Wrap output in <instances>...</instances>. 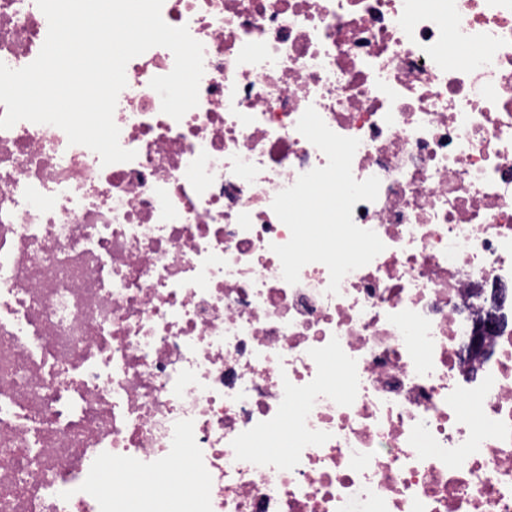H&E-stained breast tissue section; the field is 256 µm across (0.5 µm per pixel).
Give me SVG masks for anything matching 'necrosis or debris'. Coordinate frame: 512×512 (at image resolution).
I'll return each instance as SVG.
<instances>
[{
  "label": "necrosis or debris",
  "instance_id": "1",
  "mask_svg": "<svg viewBox=\"0 0 512 512\" xmlns=\"http://www.w3.org/2000/svg\"><path fill=\"white\" fill-rule=\"evenodd\" d=\"M204 49L199 102L126 66L102 165L60 128L0 129V512H512V0H164ZM0 0V62L39 54ZM359 139L385 245L296 284L272 202ZM342 386H335V379ZM474 397L480 416L461 409ZM274 439L286 453L251 451ZM512 301V289L506 286L491 288L489 317L485 328L496 327L500 321L499 310L508 302Z\"/></svg>",
  "mask_w": 512,
  "mask_h": 512
}]
</instances>
